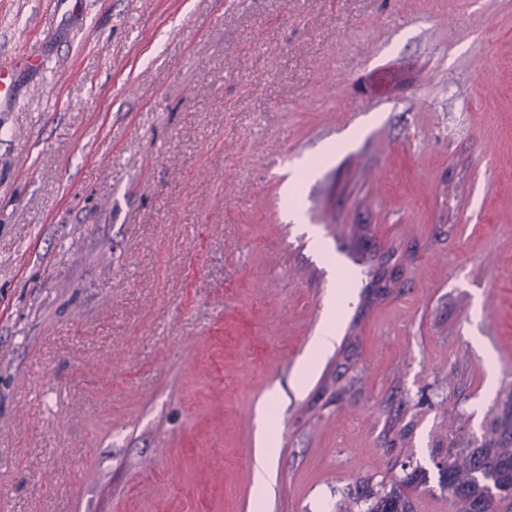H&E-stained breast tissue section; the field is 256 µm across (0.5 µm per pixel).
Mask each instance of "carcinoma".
I'll use <instances>...</instances> for the list:
<instances>
[{"label":"carcinoma","mask_w":512,"mask_h":512,"mask_svg":"<svg viewBox=\"0 0 512 512\" xmlns=\"http://www.w3.org/2000/svg\"><path fill=\"white\" fill-rule=\"evenodd\" d=\"M369 283L361 296L365 307L396 287L400 270L379 263L368 271ZM453 512H512V408L494 413L491 436L475 448L448 450L446 460L436 464ZM407 481L367 485L360 495L344 494L336 512H414L406 492Z\"/></svg>","instance_id":"obj_1"}]
</instances>
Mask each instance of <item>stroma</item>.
<instances>
[{
	"mask_svg": "<svg viewBox=\"0 0 512 512\" xmlns=\"http://www.w3.org/2000/svg\"><path fill=\"white\" fill-rule=\"evenodd\" d=\"M28 53L0 109V512H334L418 466L416 512H449L437 462L512 396V0H0V57ZM389 251L403 285L362 307ZM345 302V299L341 294H337L335 292H331L330 300H329V308L326 316V323L324 327L320 330L317 336H315L311 343V353H325L329 349H331L336 342V315L335 310L338 304ZM258 435L261 437L258 448L257 467H256V482L262 486L265 484L266 475L269 468L270 461L274 456V448H271V443L266 437V413L260 410L258 414Z\"/></svg>",
	"mask_w": 512,
	"mask_h": 512,
	"instance_id": "35a3bbf8",
	"label": "stroma"
}]
</instances>
